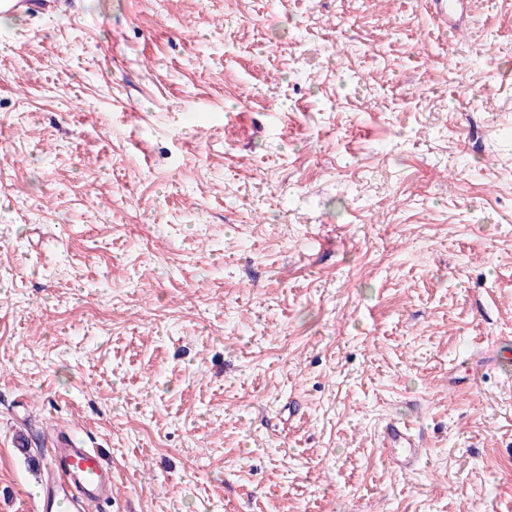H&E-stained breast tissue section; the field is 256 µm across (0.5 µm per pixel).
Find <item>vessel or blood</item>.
Wrapping results in <instances>:
<instances>
[{"label": "vessel or blood", "instance_id": "obj_1", "mask_svg": "<svg viewBox=\"0 0 512 512\" xmlns=\"http://www.w3.org/2000/svg\"><path fill=\"white\" fill-rule=\"evenodd\" d=\"M52 0H0V15L16 16L47 10ZM433 13L441 28L464 29L462 15L469 0H432ZM384 447L394 468L413 472L425 456L423 443L403 421L389 419L380 430ZM49 463L57 484L44 488L38 500V512H80L83 502L96 501L112 494V471L99 453L67 437L58 440L49 451Z\"/></svg>", "mask_w": 512, "mask_h": 512}]
</instances>
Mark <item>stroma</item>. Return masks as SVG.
<instances>
[{
	"label": "stroma",
	"mask_w": 512,
	"mask_h": 512,
	"mask_svg": "<svg viewBox=\"0 0 512 512\" xmlns=\"http://www.w3.org/2000/svg\"><path fill=\"white\" fill-rule=\"evenodd\" d=\"M429 6L0 16V512H512V0ZM433 13L443 29L461 30L466 23L461 20L463 12L469 9V0H432ZM384 448L390 453L394 469L400 473L413 472L426 454L423 443L400 419L390 418L380 430ZM49 463L57 485L43 488L39 512H79L84 501L112 495V469L94 448H84L71 437L59 439L49 450Z\"/></svg>",
	"instance_id": "35a3bbf8"
}]
</instances>
